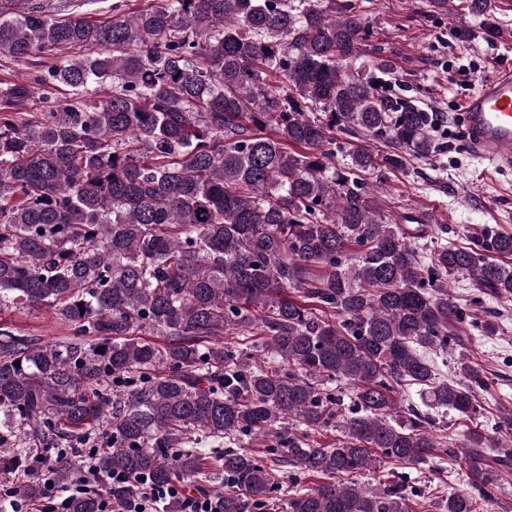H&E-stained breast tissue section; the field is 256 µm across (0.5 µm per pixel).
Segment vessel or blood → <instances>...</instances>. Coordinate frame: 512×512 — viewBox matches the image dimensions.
<instances>
[{"instance_id": "1", "label": "vessel or blood", "mask_w": 512, "mask_h": 512, "mask_svg": "<svg viewBox=\"0 0 512 512\" xmlns=\"http://www.w3.org/2000/svg\"><path fill=\"white\" fill-rule=\"evenodd\" d=\"M469 149L494 168L512 166V68L497 67L463 103Z\"/></svg>"}]
</instances>
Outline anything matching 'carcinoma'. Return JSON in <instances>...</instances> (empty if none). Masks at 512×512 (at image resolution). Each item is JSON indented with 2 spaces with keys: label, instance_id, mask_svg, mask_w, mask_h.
Segmentation results:
<instances>
[{
  "label": "carcinoma",
  "instance_id": "cac0c4a2",
  "mask_svg": "<svg viewBox=\"0 0 512 512\" xmlns=\"http://www.w3.org/2000/svg\"><path fill=\"white\" fill-rule=\"evenodd\" d=\"M112 12L0 0V312L46 307L72 335L43 346L0 322V475L40 500L38 455L65 449L54 478L66 485L96 448L103 475L197 493L223 483L219 512H411L422 491L403 480L346 477L382 458L460 455L471 488L430 507L483 512L512 467V414L456 443L413 407L396 418L395 395L478 413V357L459 361L458 382L435 358L463 326L497 327L448 280L512 298V266L489 260L512 258V233L421 253L412 240L427 225L383 220L357 173L427 155L433 118L378 92L362 10L166 0ZM32 57L46 70L16 77ZM336 129L390 153L360 147L341 171ZM230 332L246 349L224 345ZM334 423L336 445L317 447L312 434ZM247 436L266 447L241 446ZM312 474L325 482L299 487ZM98 510L92 496L69 504Z\"/></svg>",
  "mask_w": 512,
  "mask_h": 512
}]
</instances>
